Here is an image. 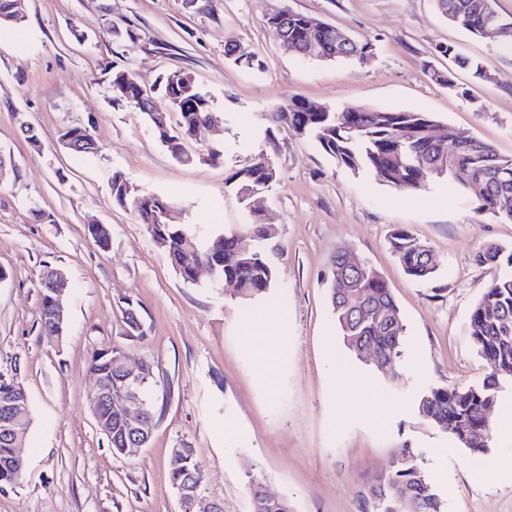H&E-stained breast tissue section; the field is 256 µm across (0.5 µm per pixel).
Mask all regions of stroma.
I'll use <instances>...</instances> for the list:
<instances>
[{
  "instance_id": "stroma-1",
  "label": "stroma",
  "mask_w": 512,
  "mask_h": 512,
  "mask_svg": "<svg viewBox=\"0 0 512 512\" xmlns=\"http://www.w3.org/2000/svg\"><path fill=\"white\" fill-rule=\"evenodd\" d=\"M289 8L370 43L362 62H322L284 52L266 25ZM25 21L0 31V153L17 171L0 182V374L17 378L32 423L20 454L22 480L0 491V512H177L172 449L189 446L202 494L224 512H250L249 486L288 497L295 512H372L370 492L402 448L432 478L443 512H512V479L492 474L512 457V426L498 425L490 452L472 457L417 410L431 387L481 382L490 372L468 325L499 270L477 263L494 244L512 253V221L478 210L447 178L404 192L368 171L338 165L311 139L273 123L295 96L334 109L419 110L512 158V53L491 37L449 24L434 0H25ZM250 46L261 68L234 64L224 45ZM452 44L480 60L490 82L457 72L460 91L433 83L429 67ZM144 84L189 72L218 119L193 152L175 160L152 125L113 104L107 66ZM492 119L478 113L479 106ZM34 126L40 147L21 132ZM89 129L96 154L58 141ZM218 158L209 160L208 148ZM277 179L265 191L264 223L284 248L265 298H240L208 275L190 285L152 242L131 206L112 198L121 172L140 192L167 199L173 223H251L232 179L258 154ZM109 225L97 248L85 225ZM402 227L433 249L432 280L408 277L389 245ZM345 253L376 268L402 315L399 377L388 381L344 348L327 295L333 260ZM69 279L61 344L39 332L46 268ZM134 308L141 335L127 333ZM275 321L274 359L261 366L247 329ZM123 346L153 363L158 409L149 445L114 457L89 409L87 359Z\"/></svg>"
}]
</instances>
